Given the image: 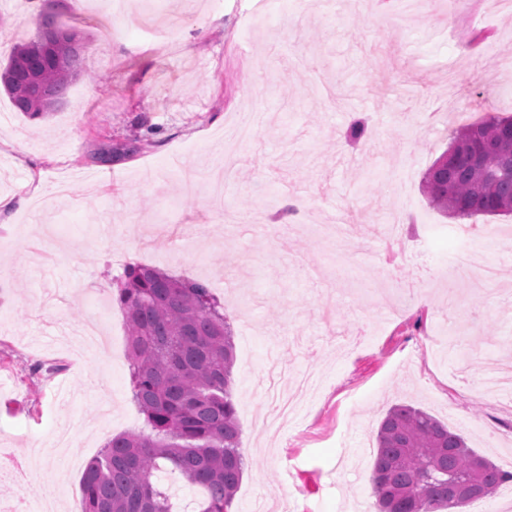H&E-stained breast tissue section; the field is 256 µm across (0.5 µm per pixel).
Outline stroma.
<instances>
[{"label": "stroma", "mask_w": 512, "mask_h": 512, "mask_svg": "<svg viewBox=\"0 0 512 512\" xmlns=\"http://www.w3.org/2000/svg\"><path fill=\"white\" fill-rule=\"evenodd\" d=\"M42 0H0V65L35 38ZM485 40L461 52L448 0H58L86 31L83 77L31 120L0 94V449L30 454L67 431L79 460L44 457L29 480L0 477V502L83 512L82 476L113 436L139 431L116 280L127 265L208 281L235 343L234 402L246 466L232 512H371L378 425L420 408L512 472V400L477 390L481 363L512 362V242L493 280L458 267L455 219L423 176L452 130L512 115V11L484 0ZM504 60L492 75L482 58ZM456 60L461 116L435 123ZM258 137L225 140L237 112ZM366 133L351 141L353 122ZM157 126L147 135L146 125ZM141 136L139 153L117 150ZM112 151L106 164L94 163ZM280 235L263 233L284 198ZM26 206H19V199ZM344 220L350 250L324 246ZM399 221L405 256L382 263ZM105 316L112 357L74 356L68 329ZM315 380L278 437L257 426L270 362Z\"/></svg>", "instance_id": "35a3bbf8"}]
</instances>
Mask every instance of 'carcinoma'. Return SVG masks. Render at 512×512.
I'll use <instances>...</instances> for the list:
<instances>
[{
	"label": "carcinoma",
	"mask_w": 512,
	"mask_h": 512,
	"mask_svg": "<svg viewBox=\"0 0 512 512\" xmlns=\"http://www.w3.org/2000/svg\"><path fill=\"white\" fill-rule=\"evenodd\" d=\"M36 39L16 46L0 86L30 119L54 111L83 73L86 36L60 27L48 9ZM512 116L492 114L462 126L428 169L430 204L451 218L512 214ZM117 302L125 312L132 398L144 429L121 434L90 461L82 477L83 512H172L159 470L201 487L200 512H231L244 470L233 401L235 346L224 306L201 280L153 266L124 269ZM372 470L376 512H449L448 485L476 478L475 499L512 481L468 448L461 434L428 412L394 405L376 436ZM483 467L473 473V463Z\"/></svg>",
	"instance_id": "cac0c4a2"
}]
</instances>
